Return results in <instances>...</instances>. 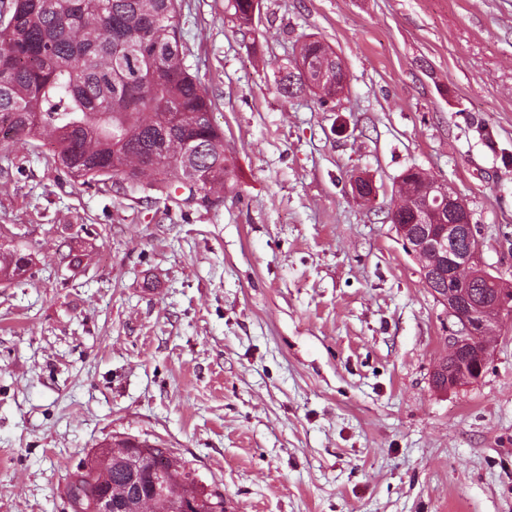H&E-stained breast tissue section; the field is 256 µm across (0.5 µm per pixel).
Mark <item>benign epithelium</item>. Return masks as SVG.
I'll list each match as a JSON object with an SVG mask.
<instances>
[{
	"label": "benign epithelium",
	"instance_id": "obj_1",
	"mask_svg": "<svg viewBox=\"0 0 512 512\" xmlns=\"http://www.w3.org/2000/svg\"><path fill=\"white\" fill-rule=\"evenodd\" d=\"M413 175L430 186L428 207L414 202V196L409 194L407 203L400 202L391 210L390 219L403 246L420 261L425 280H430L436 261L445 268L448 292L438 295V299L448 310V317L455 319L456 330L448 336V343L450 353L458 357L479 343L487 344L502 317L512 315V289L497 288L482 299L467 297L466 289L485 267L470 211L452 188L430 180L420 171L407 172L401 179L408 181ZM352 191L360 201L371 202L376 196L373 182L362 176L353 180ZM487 361V352H480L472 372L461 366L448 373L446 385L454 387L480 378Z\"/></svg>",
	"mask_w": 512,
	"mask_h": 512
}]
</instances>
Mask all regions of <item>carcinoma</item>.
I'll return each instance as SVG.
<instances>
[{"label": "carcinoma", "mask_w": 512, "mask_h": 512, "mask_svg": "<svg viewBox=\"0 0 512 512\" xmlns=\"http://www.w3.org/2000/svg\"><path fill=\"white\" fill-rule=\"evenodd\" d=\"M253 0H230L249 24ZM180 0H9L0 4V137L25 146L49 133L53 159L86 185L118 179L179 203L183 188L208 193L233 177L213 100L186 65ZM316 75L284 67L277 90L288 101L311 91ZM0 231V285L26 273L33 259ZM136 478L140 493L113 498V512H225L210 488L169 449L126 438L99 445L72 474V512H93L100 480Z\"/></svg>", "instance_id": "cac0c4a2"}]
</instances>
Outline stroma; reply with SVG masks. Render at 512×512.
I'll return each mask as SVG.
<instances>
[{"label": "stroma", "mask_w": 512, "mask_h": 512, "mask_svg": "<svg viewBox=\"0 0 512 512\" xmlns=\"http://www.w3.org/2000/svg\"><path fill=\"white\" fill-rule=\"evenodd\" d=\"M227 3L178 16L233 164L219 207L74 183L47 134L0 144V226L34 258L0 286V512H72V473L126 437L235 512H512V317L437 388L452 321L389 219L427 173L512 284V0H259L249 28ZM312 36L348 90L283 101Z\"/></svg>", "instance_id": "stroma-1"}]
</instances>
